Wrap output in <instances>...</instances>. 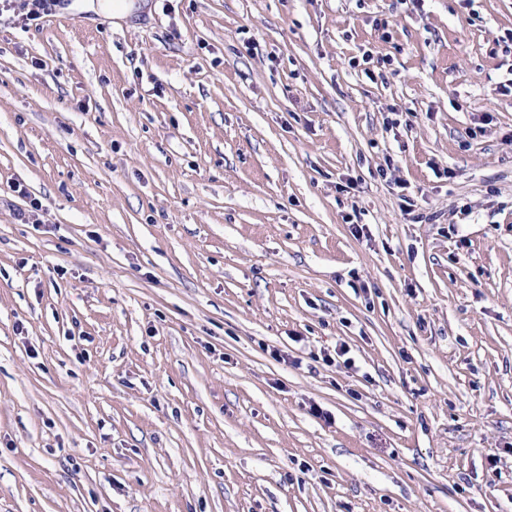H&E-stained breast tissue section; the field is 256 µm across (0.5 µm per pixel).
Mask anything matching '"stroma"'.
I'll return each mask as SVG.
<instances>
[{"instance_id":"35a3bbf8","label":"stroma","mask_w":512,"mask_h":512,"mask_svg":"<svg viewBox=\"0 0 512 512\" xmlns=\"http://www.w3.org/2000/svg\"><path fill=\"white\" fill-rule=\"evenodd\" d=\"M86 2L0 17V512H512V0Z\"/></svg>"}]
</instances>
